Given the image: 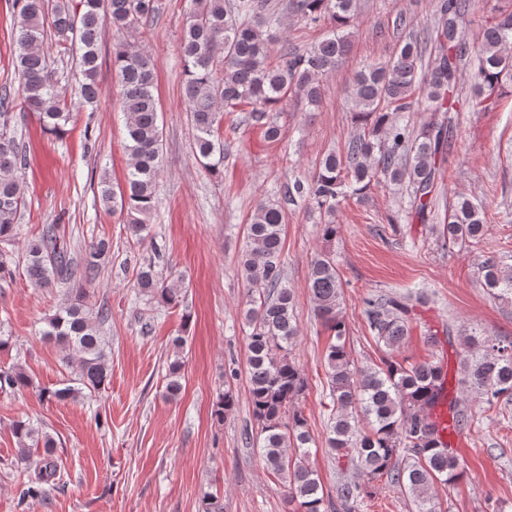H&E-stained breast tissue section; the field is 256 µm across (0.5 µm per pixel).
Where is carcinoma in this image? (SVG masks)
<instances>
[{
    "mask_svg": "<svg viewBox=\"0 0 512 512\" xmlns=\"http://www.w3.org/2000/svg\"><path fill=\"white\" fill-rule=\"evenodd\" d=\"M18 7L17 70L22 81L21 109L38 114L43 130L62 136L73 113L95 108L103 90L98 82V59L102 22L115 32L112 71L120 86V111L125 116V150L130 163L124 183H100L102 204L126 212L128 230L139 240L154 210L155 185L162 160V130L159 102L154 94L155 72L151 57L132 42L148 29L155 15L153 0H14ZM472 0H437L435 24L427 42L435 53L429 67L423 64V47L412 35L402 41L383 63L366 64L351 79V99L362 130L344 152H331L309 177L286 187L288 197L307 202L319 214L320 235L336 238L333 217L340 201L362 197L381 181L407 183L411 214L424 224L432 212L441 178L440 162L451 148L453 126L450 112L457 111L464 81L473 87L478 101L502 89L512 78V11L500 10L484 28L480 41L469 44L462 37V22ZM290 10L309 25L329 24L326 37L301 53L279 41L278 12L269 0H192L180 44L186 80L183 94L188 103L195 136V152L212 175L224 173V113L249 107V119L265 128L269 141H278L284 131L269 113L285 99H303L310 106L321 100L318 76L335 70L351 50L350 27L357 14V0H289ZM53 33L59 52L76 59L79 68L75 94L68 102L57 69L52 67L42 45ZM280 62H269L271 52ZM423 94L430 117L419 127L399 122L396 116L412 110L414 96ZM13 102L0 95V243L15 241V222L25 203V189L18 169L26 158L18 151L9 121ZM485 205L459 198L443 239L456 243L476 240L485 228ZM284 212L276 203L257 205L247 228L241 252V271L248 284L263 286L249 295L244 313L247 332V367L252 414L260 427L258 441L267 469L285 479L287 497L300 512H325V492L316 470L309 464L312 438L296 400L307 388L304 374L291 357L299 328L293 312V295L284 282L282 260ZM111 250L101 239L88 247L83 280L91 284ZM26 274L47 288L66 284L74 274L72 252L60 225H45L39 236L25 246ZM487 287L500 297H512V266L491 258L480 268ZM309 290L315 316L331 332L325 354L329 396L336 408L327 439L336 467L352 466L367 481L343 480L336 498L343 512H356L358 505L374 495V480H385L414 498L416 512H433L427 498L436 484L454 485L464 476V467L444 439L448 427L459 431L469 416L461 401L451 394L448 372L439 361L404 364L392 351L410 337L411 313L421 303L404 295L384 294L364 301L368 328L383 344L381 365L358 367L347 349V326L341 308L343 283L336 261L329 253L317 257L310 267ZM182 281L157 278L154 263L142 266L136 276L137 291L158 296L168 305L179 304ZM110 309H93L79 302L62 306L48 318L43 335L53 339L78 361L70 384L43 389L40 397L64 401L85 392L99 393L111 376L101 328ZM175 359L169 365L165 397L181 392L180 350L186 339L172 340ZM455 384L484 399L489 406L512 402V341L468 336L459 361ZM32 385L17 364L0 365V393ZM235 405L232 390L219 393L214 416L222 420ZM367 427L359 428V421ZM18 439L19 460L29 450L43 447V457L26 475L23 497L45 494V486L62 481L54 441L39 427L18 420L13 425ZM408 463L399 462L400 452Z\"/></svg>",
    "mask_w": 512,
    "mask_h": 512,
    "instance_id": "1",
    "label": "carcinoma"
}]
</instances>
